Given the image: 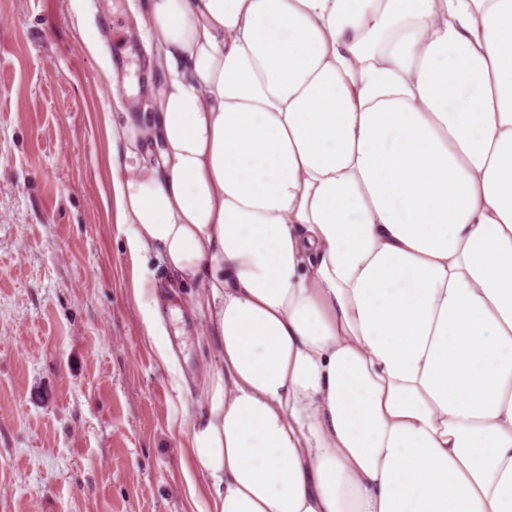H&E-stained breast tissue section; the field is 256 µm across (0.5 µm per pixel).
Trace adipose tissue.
<instances>
[{
    "instance_id": "ef3b65f1",
    "label": "adipose tissue",
    "mask_w": 512,
    "mask_h": 512,
    "mask_svg": "<svg viewBox=\"0 0 512 512\" xmlns=\"http://www.w3.org/2000/svg\"><path fill=\"white\" fill-rule=\"evenodd\" d=\"M117 231L201 288L209 512H512V0H145Z\"/></svg>"
}]
</instances>
